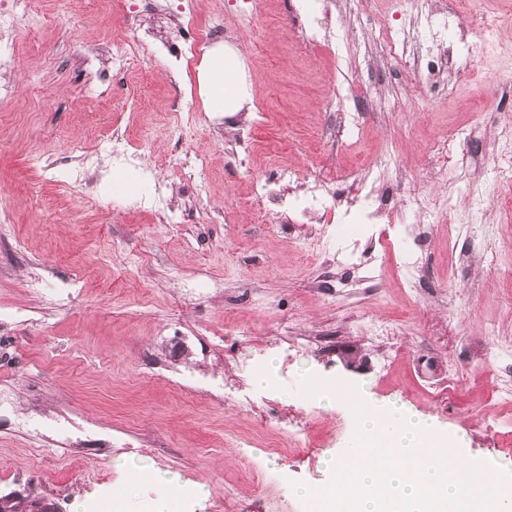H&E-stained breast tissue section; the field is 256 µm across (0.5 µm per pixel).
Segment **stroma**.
Segmentation results:
<instances>
[{"instance_id":"1","label":"stroma","mask_w":512,"mask_h":512,"mask_svg":"<svg viewBox=\"0 0 512 512\" xmlns=\"http://www.w3.org/2000/svg\"><path fill=\"white\" fill-rule=\"evenodd\" d=\"M424 2L318 0L347 34L334 52L305 43L303 0H197L198 21L221 18L244 59L253 106L241 112L206 111L198 51L174 68L147 59L119 79L103 74L98 44L172 41L182 26L173 12L132 21L134 0L111 11L42 0L38 19L21 17L0 41L14 61L0 73L14 91L0 101V494L58 512L81 501L147 512L159 471L179 477L174 502L195 493L193 512H310L290 488L332 483L323 460L348 450L352 423L348 405L300 395L308 373L429 416L512 481V424H499L495 400L512 362L491 356L492 337L512 339V276L489 262L512 258V207L492 201L512 135L472 112L512 108L483 92L512 72V39L428 16ZM390 35L421 51L455 37L470 79L420 92L418 74L388 55ZM361 83L362 130L337 140L326 104L351 110ZM174 99L180 111L163 118ZM471 126L474 143L433 157L441 131ZM116 132L139 145V170L113 163ZM390 152L402 173L388 180L395 220L415 221L421 202L450 206L471 257L452 266L447 229L434 226L419 295L402 288L394 254L374 290H316L319 227L299 216L312 206L299 184H283L293 202L266 224L231 204L288 168L301 181L331 162L350 178ZM195 157L207 165L192 180L183 163ZM147 179L167 186L168 208L131 205ZM371 318L394 335L372 336ZM346 348L360 370L344 368ZM269 430L278 452L238 441Z\"/></svg>"}]
</instances>
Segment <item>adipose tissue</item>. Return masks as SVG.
Wrapping results in <instances>:
<instances>
[{"mask_svg":"<svg viewBox=\"0 0 512 512\" xmlns=\"http://www.w3.org/2000/svg\"><path fill=\"white\" fill-rule=\"evenodd\" d=\"M199 93L210 112H237L253 98L242 60L229 47L208 50L197 71Z\"/></svg>","mask_w":512,"mask_h":512,"instance_id":"ef3b65f1","label":"adipose tissue"}]
</instances>
